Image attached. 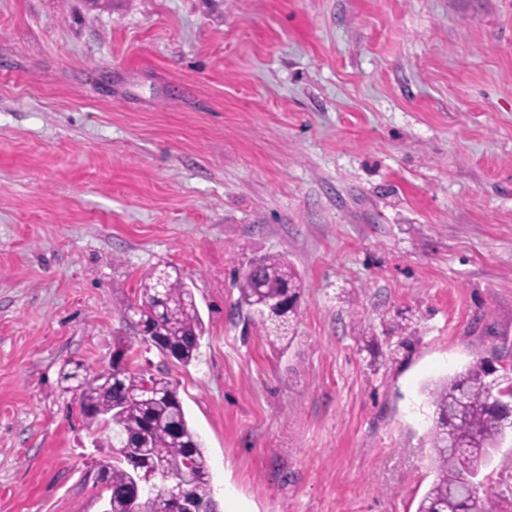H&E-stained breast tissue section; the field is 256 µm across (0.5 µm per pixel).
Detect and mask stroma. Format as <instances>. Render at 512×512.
I'll return each mask as SVG.
<instances>
[{
  "label": "stroma",
  "mask_w": 512,
  "mask_h": 512,
  "mask_svg": "<svg viewBox=\"0 0 512 512\" xmlns=\"http://www.w3.org/2000/svg\"><path fill=\"white\" fill-rule=\"evenodd\" d=\"M286 257L288 344L236 306ZM220 512H416L428 386L512 364V0H0V512H105L107 367L143 278ZM156 288L150 276L141 284L136 302L124 309V319L136 330L143 347L156 349L168 361L190 365L198 358L203 334L192 289L175 268L166 270V287L159 303L155 302Z\"/></svg>",
  "instance_id": "35a3bbf8"
}]
</instances>
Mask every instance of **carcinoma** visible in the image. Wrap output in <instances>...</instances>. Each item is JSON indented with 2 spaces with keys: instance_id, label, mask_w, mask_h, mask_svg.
Returning <instances> with one entry per match:
<instances>
[{
  "instance_id": "carcinoma-1",
  "label": "carcinoma",
  "mask_w": 512,
  "mask_h": 512,
  "mask_svg": "<svg viewBox=\"0 0 512 512\" xmlns=\"http://www.w3.org/2000/svg\"><path fill=\"white\" fill-rule=\"evenodd\" d=\"M237 310H247L270 342L285 339L295 315L301 282L282 256L269 255L241 273ZM156 282L141 284L124 319L140 336V344L156 349L168 361L184 366L198 358L203 334L192 289L177 269L166 272V287L156 300ZM132 346L120 340L112 358L124 359L120 381L109 382L112 369L78 376L76 362L62 373L66 390L78 397L81 416L103 426L115 446L112 463L102 467L110 497L108 512H167L162 479L148 481L137 503L128 497L137 472L161 466L180 478L175 491H185L204 512H219L210 467L199 436L192 430L178 390L170 380L130 367ZM495 369L481 358L458 376L437 382L430 390L433 415L429 448L435 477L416 512H487L481 486L471 485L492 449L512 434V384L497 387L488 377ZM493 512H512V486L495 494Z\"/></svg>"
}]
</instances>
